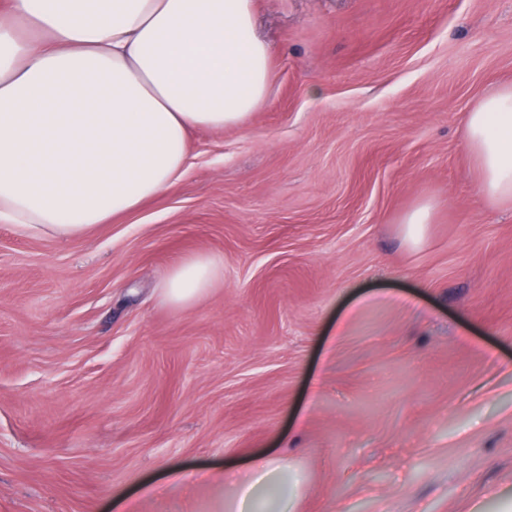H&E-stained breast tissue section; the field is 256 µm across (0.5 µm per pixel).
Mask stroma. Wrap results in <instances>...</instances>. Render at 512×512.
Segmentation results:
<instances>
[{"mask_svg":"<svg viewBox=\"0 0 512 512\" xmlns=\"http://www.w3.org/2000/svg\"><path fill=\"white\" fill-rule=\"evenodd\" d=\"M242 127L86 233L0 224V512H224L281 458L295 512H503L512 213L464 118L512 83V0H256ZM434 207L419 245L402 217ZM189 254L224 279L175 307Z\"/></svg>","mask_w":512,"mask_h":512,"instance_id":"35a3bbf8","label":"stroma"}]
</instances>
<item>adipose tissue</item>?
<instances>
[{
  "label": "adipose tissue",
  "instance_id": "1",
  "mask_svg": "<svg viewBox=\"0 0 512 512\" xmlns=\"http://www.w3.org/2000/svg\"><path fill=\"white\" fill-rule=\"evenodd\" d=\"M270 48L255 0H0V223L69 237L168 187L190 129L240 126L265 101ZM479 192L512 209V85L464 119ZM224 278V259L173 264L182 306ZM225 512H294L302 480L257 455Z\"/></svg>",
  "mask_w": 512,
  "mask_h": 512
}]
</instances>
